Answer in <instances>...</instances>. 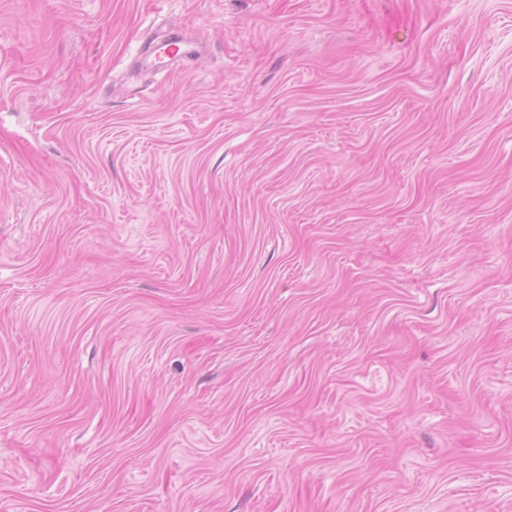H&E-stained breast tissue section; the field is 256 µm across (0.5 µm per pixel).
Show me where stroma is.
I'll list each match as a JSON object with an SVG mask.
<instances>
[{
    "label": "stroma",
    "instance_id": "stroma-1",
    "mask_svg": "<svg viewBox=\"0 0 512 512\" xmlns=\"http://www.w3.org/2000/svg\"><path fill=\"white\" fill-rule=\"evenodd\" d=\"M0 512H512V0H0Z\"/></svg>",
    "mask_w": 512,
    "mask_h": 512
}]
</instances>
